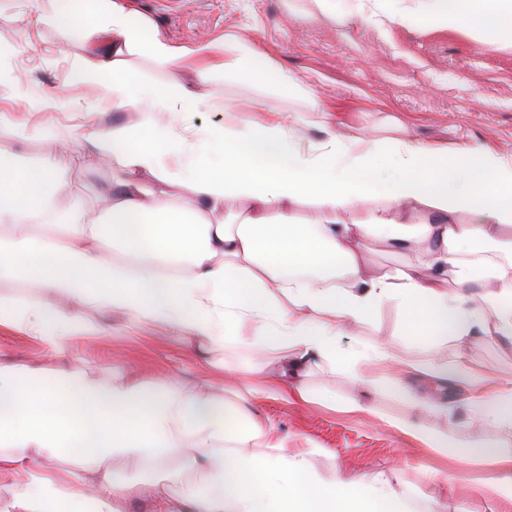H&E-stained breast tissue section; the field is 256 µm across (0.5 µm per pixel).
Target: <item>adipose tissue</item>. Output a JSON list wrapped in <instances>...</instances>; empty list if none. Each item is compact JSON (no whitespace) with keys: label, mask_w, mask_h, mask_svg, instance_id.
<instances>
[{"label":"adipose tissue","mask_w":512,"mask_h":512,"mask_svg":"<svg viewBox=\"0 0 512 512\" xmlns=\"http://www.w3.org/2000/svg\"><path fill=\"white\" fill-rule=\"evenodd\" d=\"M23 2L33 38L53 28L49 53L88 91L63 86L27 98L20 121L5 109L14 86L0 83V131L34 138L76 121L83 129L78 150L65 137L35 163L0 155V279L33 292L0 296V327L62 363L74 358L66 339L106 335V325L83 316L90 308L254 358L215 361L237 390L228 410L176 382L151 386L116 371L105 385L81 370L0 360V512H127L134 499L159 512H410L383 474L362 481L314 472L310 451H289L287 435L253 411L259 399L313 401L305 379L316 368L361 388V399L345 405L351 413L372 412L373 397L394 386L411 413L389 426L436 454L461 447L463 413L512 436V377L478 370L464 355L484 336L512 342V153L334 132L309 141L302 114L189 126L184 114L225 103L184 82V71L200 85L257 77L298 98L310 92L244 38L172 44L130 0ZM374 15L512 42V0L413 8L375 0ZM149 69L160 81L146 77ZM115 110L136 119L102 127L99 116ZM76 154L88 170L105 154L122 169L108 188L107 221L84 223L79 201L60 204ZM230 200L249 208L226 217ZM302 206L319 220L295 221ZM373 238L414 261L377 269L366 247ZM477 242L496 244L502 261L464 260ZM489 280L495 292L471 302L448 291ZM386 303L402 312L406 336L450 337L454 356L411 362L362 341ZM274 347L288 354L270 371L262 358ZM451 386L465 391L462 406L445 397ZM420 412L443 418L447 436L417 420ZM481 456L493 475L480 495L512 504V455L485 444ZM117 457L154 478L118 476Z\"/></svg>","instance_id":"ef3b65f1"}]
</instances>
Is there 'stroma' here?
Instances as JSON below:
<instances>
[{
  "label": "stroma",
  "mask_w": 512,
  "mask_h": 512,
  "mask_svg": "<svg viewBox=\"0 0 512 512\" xmlns=\"http://www.w3.org/2000/svg\"><path fill=\"white\" fill-rule=\"evenodd\" d=\"M133 4L176 45L230 35L251 40L277 68L308 85L313 101L326 109V127L309 126L308 139L322 138L328 128L342 135L368 131L380 136L393 117L425 144L456 149L487 143L512 153V44L493 43L468 31L379 23L372 17L373 0H357L353 16L341 24L320 14L313 0H133ZM0 10L14 16L13 22L0 24V44L11 45L16 52L0 66V81L18 84L22 98L59 85L67 70L42 45H33L18 0H0ZM210 90L235 109L254 105L268 112H305L313 102L266 91L256 81L216 83ZM119 175L112 159L99 162L93 172L71 164L61 201L67 204L80 196L85 222L96 221L109 208L100 187ZM126 323L125 317L113 315L108 336L73 345L103 382H110L114 371L132 370L151 383L172 380L190 389L207 388L216 401L225 399L223 378L205 368V357L195 347L154 327L126 331ZM403 327L402 314L385 304L368 321L364 339L386 345L410 361H444L453 354L452 341L411 342L401 337ZM465 355L490 375L512 376V343L486 338L468 346ZM307 382L320 402L270 399L260 401L257 411L288 433L289 450L317 447L311 458L315 470L323 473L342 466L352 477L364 480L381 470L409 505L430 504L436 512H499L495 502L452 494L441 476L449 474L457 484L476 488L488 472L474 460V443L494 441L512 453V437L489 427H466L461 433L465 447L449 449L443 457L381 423V416L407 412L393 391L374 397L376 414L354 415L342 409L359 393L346 376L316 369Z\"/></svg>",
  "instance_id": "stroma-1"
}]
</instances>
